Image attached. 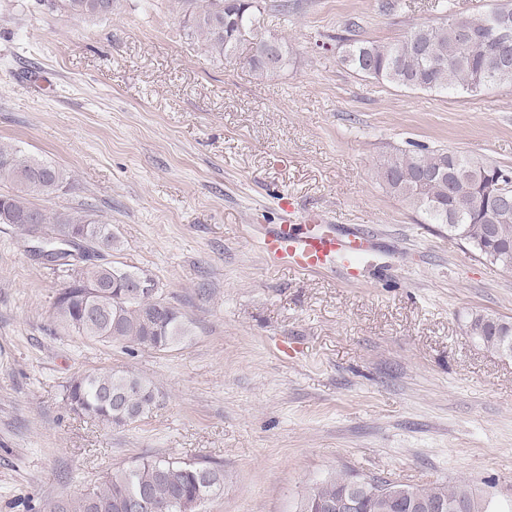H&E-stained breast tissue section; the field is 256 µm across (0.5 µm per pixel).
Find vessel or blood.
Instances as JSON below:
<instances>
[{"mask_svg":"<svg viewBox=\"0 0 512 512\" xmlns=\"http://www.w3.org/2000/svg\"><path fill=\"white\" fill-rule=\"evenodd\" d=\"M259 240L265 258L300 273L337 269L352 274L357 259L373 246L371 236L360 230L339 231L317 220L300 229L287 223L261 228Z\"/></svg>","mask_w":512,"mask_h":512,"instance_id":"obj_1","label":"vessel or blood"}]
</instances>
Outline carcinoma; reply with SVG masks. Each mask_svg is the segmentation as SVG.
<instances>
[{"instance_id":"obj_1","label":"carcinoma","mask_w":512,"mask_h":512,"mask_svg":"<svg viewBox=\"0 0 512 512\" xmlns=\"http://www.w3.org/2000/svg\"><path fill=\"white\" fill-rule=\"evenodd\" d=\"M71 15L107 18L112 0H50ZM264 0H203L191 27L219 58L236 54L249 42L248 63L264 74L288 65V46L278 37L261 32ZM512 20V4L465 16L468 31L479 43L468 48L462 39L458 15L448 12L437 24L413 28L390 44L341 37V61L353 71L412 90L477 93L500 83H512V40L496 39L500 18ZM277 50V66L265 62L266 39ZM387 191L424 214L430 223L448 228V234L468 244L481 258L512 272V204L488 192V185L512 182V172L444 148L397 149L378 169ZM14 192L0 196V224H16L25 235L33 225L57 239L82 248L103 241L109 250L121 248L111 226L82 213L50 214L29 200L32 193L51 198L67 187L64 170L27 158L8 144H0V182ZM64 281L55 302V317L64 327L105 343H120L125 350L163 351L190 335V323L163 293L133 294L129 285L138 272L110 262L70 267L54 263ZM467 335L487 348L506 351L502 336L512 339V321L474 313L466 322ZM64 401L70 411L106 426L124 427L153 412L157 394L140 376L124 370L87 374L72 379ZM358 477L338 472L312 485L300 502L299 512H312L320 502L336 497ZM224 487V469L168 460L144 459L134 467L113 473L105 482L80 495L53 504L51 512H130L145 500V512H198L195 503L217 495ZM415 500H442L447 512H512L492 498L475 493L464 481L432 483L408 488Z\"/></svg>"}]
</instances>
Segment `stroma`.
<instances>
[{
  "instance_id": "1",
  "label": "stroma",
  "mask_w": 512,
  "mask_h": 512,
  "mask_svg": "<svg viewBox=\"0 0 512 512\" xmlns=\"http://www.w3.org/2000/svg\"><path fill=\"white\" fill-rule=\"evenodd\" d=\"M267 0L288 44L266 75L210 54L185 0H114L91 20L0 0V143L66 170L31 200L111 225L112 261L152 276L191 323L127 354L58 324L63 281L0 224V512H50L145 459L224 469L201 512H297L350 471L408 486L463 480L512 503V356L465 333L512 321V272L377 177L419 143L512 170V84L412 90L343 65L347 21L381 44L502 0ZM298 216L365 228L354 277L266 263L253 227ZM129 369L159 405L115 428L66 410L77 376Z\"/></svg>"
}]
</instances>
